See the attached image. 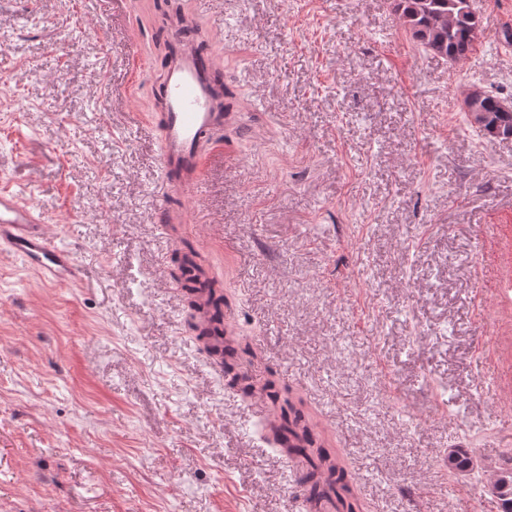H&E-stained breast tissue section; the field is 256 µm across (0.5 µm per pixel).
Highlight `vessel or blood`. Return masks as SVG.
Instances as JSON below:
<instances>
[{
    "instance_id": "1",
    "label": "vessel or blood",
    "mask_w": 512,
    "mask_h": 512,
    "mask_svg": "<svg viewBox=\"0 0 512 512\" xmlns=\"http://www.w3.org/2000/svg\"><path fill=\"white\" fill-rule=\"evenodd\" d=\"M174 51L158 90L159 169L162 193L192 194L201 181L208 135L231 123L215 80L223 62L215 51H198L182 33L171 36ZM0 253L18 257L46 280H73L77 268L70 252L50 239L42 212L10 189L0 187Z\"/></svg>"
}]
</instances>
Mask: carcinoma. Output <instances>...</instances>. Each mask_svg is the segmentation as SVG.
I'll return each mask as SVG.
<instances>
[{"label": "carcinoma", "instance_id": "cac0c4a2", "mask_svg": "<svg viewBox=\"0 0 512 512\" xmlns=\"http://www.w3.org/2000/svg\"><path fill=\"white\" fill-rule=\"evenodd\" d=\"M398 19L425 49L457 64L465 61L474 48L481 21L471 10L469 0H391ZM465 111L480 114L477 129L482 136L496 130L503 138L512 137V107L498 96L482 91L470 92L464 101ZM204 274L193 251L184 253L178 284L193 311L205 305L213 311L209 324L193 323L198 338L205 344L208 355L225 366L234 358L235 349L224 344V296L217 292L212 281H207V299L200 303L197 283ZM279 444L288 451L303 455L304 464L299 482L306 501L314 503L322 498L333 501L335 512H362L354 489L343 468L324 448L307 451L314 444L313 434L303 414L286 400L281 406ZM448 470L464 474L474 468V460L463 448L448 450L444 456ZM493 481L489 485L496 512H512V457L491 467Z\"/></svg>", "mask_w": 512, "mask_h": 512}]
</instances>
